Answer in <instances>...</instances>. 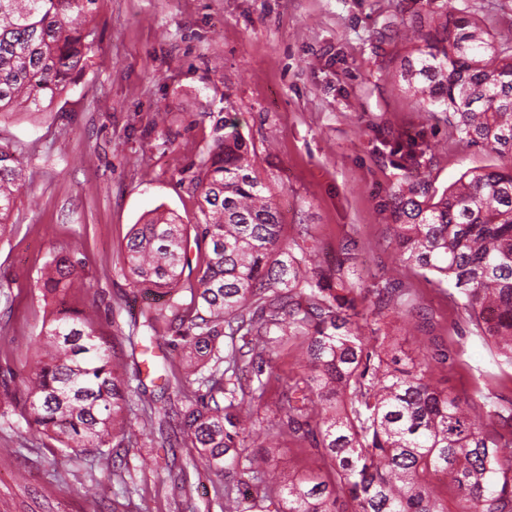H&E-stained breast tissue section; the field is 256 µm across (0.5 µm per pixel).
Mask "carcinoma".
<instances>
[{
	"mask_svg": "<svg viewBox=\"0 0 512 512\" xmlns=\"http://www.w3.org/2000/svg\"><path fill=\"white\" fill-rule=\"evenodd\" d=\"M101 3L0 0V120L44 111L45 100L74 82L95 48ZM433 23L400 62L406 90L423 111L443 112L467 143L508 164L474 168L438 191L414 175L432 146L409 140L408 176L390 194L394 242L405 263L457 290L476 335L512 364V34L495 37L464 10ZM216 131L190 180L194 222L154 214L134 226L124 257L135 287L168 296L143 325L163 324L182 364L153 395L141 369L121 372L93 317L66 306L82 274L79 262L59 254L37 280L53 306L41 330L45 352L14 385L12 412L64 449H94L120 483L113 448L133 445L124 422L158 430L154 448L190 443L194 471L227 479L207 512H448L450 500L455 512H512V453H501L512 447V399L474 400L434 386L428 372L448 362L445 350H422L396 367L394 338L377 332L392 312L426 325L427 309L399 279L358 287L348 249L323 267L306 226L286 237L254 150L236 124ZM24 182L17 150L0 141V233ZM193 247L196 273L185 279ZM180 292L189 303L174 299ZM368 321L373 336L362 333ZM295 342L306 361L266 431L307 443L325 475L276 484L263 453L241 441L252 403L265 393V368ZM173 382L177 405L167 394Z\"/></svg>",
	"mask_w": 512,
	"mask_h": 512,
	"instance_id": "obj_1",
	"label": "carcinoma"
}]
</instances>
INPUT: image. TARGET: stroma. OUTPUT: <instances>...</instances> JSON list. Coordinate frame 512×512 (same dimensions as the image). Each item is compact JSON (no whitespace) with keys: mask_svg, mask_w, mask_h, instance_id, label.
Segmentation results:
<instances>
[{"mask_svg":"<svg viewBox=\"0 0 512 512\" xmlns=\"http://www.w3.org/2000/svg\"><path fill=\"white\" fill-rule=\"evenodd\" d=\"M435 0H103L98 42L83 76L46 111L0 124L27 170V187L0 237V512H178L206 504L221 476L190 473L189 494L170 480L194 448L151 447L137 440L121 461L137 489L115 492L93 453L61 449L42 432L17 430L4 383L26 376L49 313L35 282L60 253H73L85 284L68 306L96 311L124 365L122 337L161 298L137 291L124 276V245L155 209L193 219L189 181L214 144L215 124L235 117L286 226L307 225L324 263L354 244L357 278L401 279L432 316L431 334L450 355L428 377L468 397L512 398V364L468 332L466 311L432 279L403 263L386 203L403 177L393 147L401 134L434 143L421 176L442 189L498 157L454 142L442 113H426L397 76L427 28ZM469 10L492 33L512 27V0H444ZM398 31L382 39L384 19ZM276 473L322 469L319 455L290 437L275 440Z\"/></svg>","mask_w":512,"mask_h":512,"instance_id":"35a3bbf8","label":"stroma"}]
</instances>
